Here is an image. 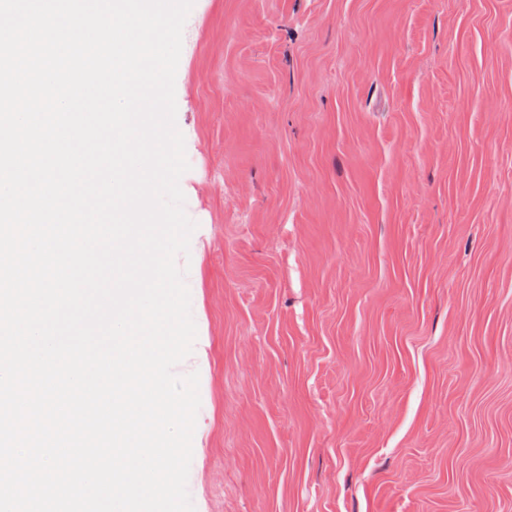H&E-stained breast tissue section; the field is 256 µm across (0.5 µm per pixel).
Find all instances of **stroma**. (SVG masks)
I'll list each match as a JSON object with an SVG mask.
<instances>
[{
  "mask_svg": "<svg viewBox=\"0 0 512 512\" xmlns=\"http://www.w3.org/2000/svg\"><path fill=\"white\" fill-rule=\"evenodd\" d=\"M204 512H512V0H195Z\"/></svg>",
  "mask_w": 512,
  "mask_h": 512,
  "instance_id": "1",
  "label": "stroma"
}]
</instances>
